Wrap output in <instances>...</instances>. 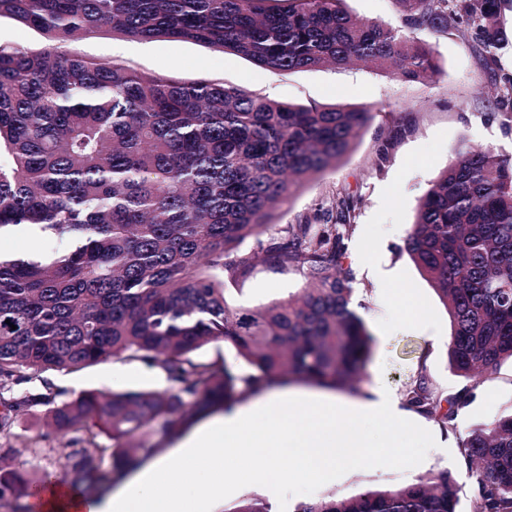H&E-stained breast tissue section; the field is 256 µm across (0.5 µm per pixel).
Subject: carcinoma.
<instances>
[{
	"label": "carcinoma",
	"instance_id": "1",
	"mask_svg": "<svg viewBox=\"0 0 512 512\" xmlns=\"http://www.w3.org/2000/svg\"><path fill=\"white\" fill-rule=\"evenodd\" d=\"M343 2L0 0V17L49 41L40 52L0 46V229L24 225L69 244L58 256L0 254V434L14 413L38 405L51 433L80 432L90 416L112 428V447L71 449L34 488L54 478L94 490L160 454L139 440L151 424L168 435L269 385L360 393L374 337L353 306L347 262L359 198L337 188L278 239L267 237L274 211L336 166L384 108L284 104L64 50L118 31L195 41L272 73L363 63L424 81L437 65L412 29L462 27L488 66L505 42L504 0H396L401 27L358 19ZM496 106L512 120V79L497 89ZM247 240L257 250H240ZM406 251L448 313L452 372L471 380L512 359V156L457 143L420 199ZM260 262L295 265L307 286L253 309L232 306L224 277H245ZM219 343L233 358H194ZM114 357L156 366L170 387L61 400L43 377ZM32 381L44 392L4 397ZM471 390L445 396L423 369L403 398L454 431ZM458 451L474 485L471 512H512V411L469 429ZM457 493L444 469L400 486L330 493L295 512H457ZM19 498L15 478L1 476L0 503L31 512ZM224 512L272 506L246 497Z\"/></svg>",
	"mask_w": 512,
	"mask_h": 512
}]
</instances>
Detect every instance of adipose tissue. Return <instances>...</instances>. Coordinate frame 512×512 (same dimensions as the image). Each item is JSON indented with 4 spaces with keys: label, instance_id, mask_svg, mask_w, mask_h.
Listing matches in <instances>:
<instances>
[{
    "label": "adipose tissue",
    "instance_id": "ef3b65f1",
    "mask_svg": "<svg viewBox=\"0 0 512 512\" xmlns=\"http://www.w3.org/2000/svg\"><path fill=\"white\" fill-rule=\"evenodd\" d=\"M358 414L382 423L391 444L406 412L391 389L379 385L359 405ZM338 415L335 405L292 404L272 391L191 427L175 450L130 472L116 490L101 497L88 498L68 483L50 486L39 512H222L225 490L247 477L260 476L279 486L284 476L275 463L282 456L309 477L327 480L338 464L369 446L360 426L335 430ZM174 467L190 482L189 491L160 494L158 482Z\"/></svg>",
    "mask_w": 512,
    "mask_h": 512
}]
</instances>
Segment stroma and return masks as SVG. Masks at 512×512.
I'll list each match as a JSON object with an SVG mask.
<instances>
[{"label": "stroma", "instance_id": "obj_1", "mask_svg": "<svg viewBox=\"0 0 512 512\" xmlns=\"http://www.w3.org/2000/svg\"><path fill=\"white\" fill-rule=\"evenodd\" d=\"M414 41L433 47L438 74L430 81L405 82L363 65L344 69L323 67L285 74L266 71L231 52L191 41L137 40L102 32L68 42L71 52L111 60L137 71L181 83L200 80L247 88L282 103L307 105L376 104L374 116L347 156L336 168L307 182L288 207L276 211V227L295 223L318 199L336 188H347L360 199L359 216L349 239L368 245L365 258L352 260L356 276L357 311L375 338L366 367L365 389L383 383L402 394L426 368L435 387L453 393L465 384L447 361L448 314L434 289L405 251L420 198L430 182L451 160V149L465 140L512 154V130L492 105L496 83L512 77V45L499 51L498 62L487 67L467 31L439 35L426 29L411 31ZM407 131L389 149L386 161L378 153L394 125ZM65 241L35 239L27 227L0 239V253L25 256L39 250L45 256L63 253ZM305 284L294 267L272 269L257 265L246 277L225 280L229 303L256 307L287 298ZM49 379L67 397L86 391L123 392L168 388L163 371L136 361L112 358L78 371L53 370ZM512 410V362H503L473 391L469 406L458 418L457 431H445L415 412L400 428L399 444L409 452L407 465L373 464L358 457L341 466L327 481L305 478L283 485L284 494L311 500L328 493L351 494L368 488L392 487L414 481L429 471L458 474L459 512H469L473 486L463 477L458 442L463 431L489 423ZM41 406L20 412L0 445L24 449L13 470L31 478L58 469L63 449L73 434L48 433Z\"/></svg>", "mask_w": 512, "mask_h": 512}]
</instances>
